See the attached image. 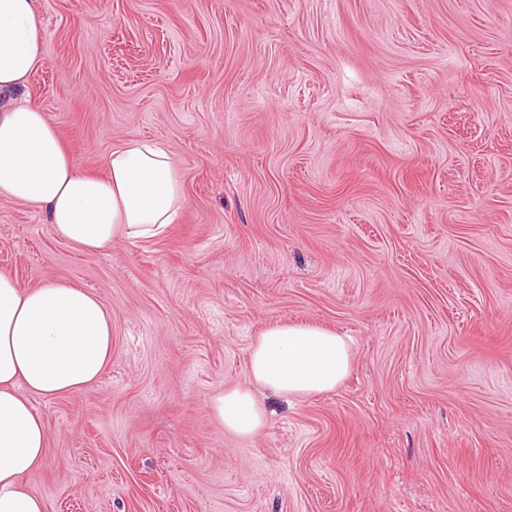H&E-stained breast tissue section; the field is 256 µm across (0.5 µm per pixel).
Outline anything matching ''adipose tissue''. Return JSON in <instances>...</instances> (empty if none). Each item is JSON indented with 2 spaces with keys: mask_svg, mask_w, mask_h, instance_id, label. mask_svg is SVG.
<instances>
[{
  "mask_svg": "<svg viewBox=\"0 0 512 512\" xmlns=\"http://www.w3.org/2000/svg\"><path fill=\"white\" fill-rule=\"evenodd\" d=\"M43 61L38 0H0V197L39 209L54 237L81 251L163 234L183 202L169 149L130 137L107 155L104 175L80 170L57 127L21 97ZM111 363L112 313L99 297L56 279L24 288L0 272V512H45L26 483L42 467L50 436L33 399L82 391ZM350 365L343 336L276 324L253 345L249 374L273 394L302 397L335 390ZM209 406L237 435L267 425L243 388L215 394Z\"/></svg>",
  "mask_w": 512,
  "mask_h": 512,
  "instance_id": "obj_1",
  "label": "adipose tissue"
}]
</instances>
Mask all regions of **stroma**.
Instances as JSON below:
<instances>
[{
    "mask_svg": "<svg viewBox=\"0 0 512 512\" xmlns=\"http://www.w3.org/2000/svg\"><path fill=\"white\" fill-rule=\"evenodd\" d=\"M27 100L79 168L138 136L184 202L81 252L0 198V272L112 313V364L34 399L46 512H512V0H39ZM348 338L336 390L256 387L274 324ZM253 390L267 426L210 398ZM209 406L224 428L237 435L251 436L267 425L265 412L248 389L233 388L215 394Z\"/></svg>",
    "mask_w": 512,
    "mask_h": 512,
    "instance_id": "35a3bbf8",
    "label": "stroma"
}]
</instances>
